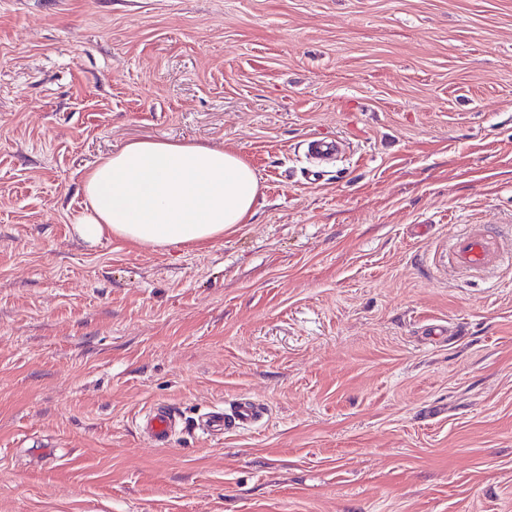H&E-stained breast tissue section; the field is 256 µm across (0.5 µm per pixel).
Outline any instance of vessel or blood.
I'll return each instance as SVG.
<instances>
[{
  "instance_id": "obj_1",
  "label": "vessel or blood",
  "mask_w": 512,
  "mask_h": 512,
  "mask_svg": "<svg viewBox=\"0 0 512 512\" xmlns=\"http://www.w3.org/2000/svg\"><path fill=\"white\" fill-rule=\"evenodd\" d=\"M448 265L461 271H483L492 267L512 266V248H505L495 237L474 225L458 231L448 246ZM261 417L252 401L238 403L231 412L216 408L205 413L199 423L203 435L218 437L234 428H247ZM179 413L170 405L158 403L147 408L139 417L146 437L155 444L170 443L179 422Z\"/></svg>"
}]
</instances>
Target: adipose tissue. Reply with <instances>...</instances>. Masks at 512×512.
I'll use <instances>...</instances> for the list:
<instances>
[{
	"label": "adipose tissue",
	"mask_w": 512,
	"mask_h": 512,
	"mask_svg": "<svg viewBox=\"0 0 512 512\" xmlns=\"http://www.w3.org/2000/svg\"><path fill=\"white\" fill-rule=\"evenodd\" d=\"M73 224L96 243L116 237L157 247L198 244L249 223L260 194L238 154L201 144L138 140L85 173Z\"/></svg>",
	"instance_id": "1"
}]
</instances>
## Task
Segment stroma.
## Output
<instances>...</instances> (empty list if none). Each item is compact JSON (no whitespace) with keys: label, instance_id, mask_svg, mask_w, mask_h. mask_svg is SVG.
Segmentation results:
<instances>
[{"label":"stroma","instance_id":"35a3bbf8","mask_svg":"<svg viewBox=\"0 0 512 512\" xmlns=\"http://www.w3.org/2000/svg\"><path fill=\"white\" fill-rule=\"evenodd\" d=\"M138 139L240 153L253 221L81 240ZM463 224L512 232V0H0V512H512V270L449 271ZM260 417V408L252 401L245 400L238 403L230 413L224 412V408H216L205 413L197 427L207 437H218L234 428L250 427ZM179 413L170 405L154 404L139 417L143 433L154 444H169L175 435Z\"/></svg>","mask_w":512,"mask_h":512}]
</instances>
